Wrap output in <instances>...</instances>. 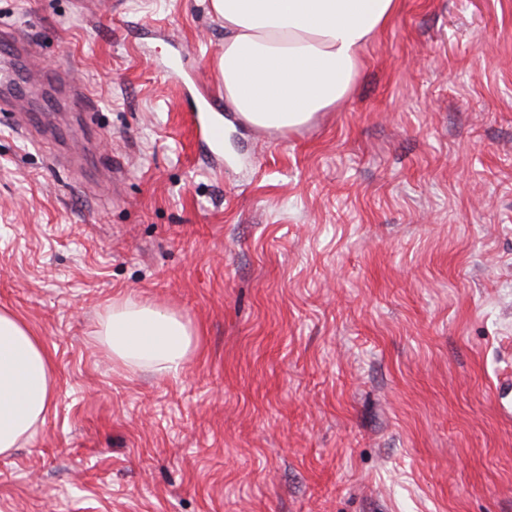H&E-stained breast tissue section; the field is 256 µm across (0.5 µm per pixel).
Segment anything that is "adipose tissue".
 <instances>
[{"label":"adipose tissue","mask_w":512,"mask_h":512,"mask_svg":"<svg viewBox=\"0 0 512 512\" xmlns=\"http://www.w3.org/2000/svg\"><path fill=\"white\" fill-rule=\"evenodd\" d=\"M224 19L217 64L224 101L252 127L290 132L349 96L365 45L399 0H211ZM117 367L175 376L193 357L191 326L131 296L113 299L94 333ZM54 399L53 363L42 339L0 310V455L33 438Z\"/></svg>","instance_id":"obj_1"}]
</instances>
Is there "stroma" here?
I'll use <instances>...</instances> for the list:
<instances>
[{
    "mask_svg": "<svg viewBox=\"0 0 512 512\" xmlns=\"http://www.w3.org/2000/svg\"><path fill=\"white\" fill-rule=\"evenodd\" d=\"M23 37L0 308L55 390L0 512H512V0H400L288 133L195 111L210 0H0ZM126 295L197 331L177 377L94 340Z\"/></svg>",
    "mask_w": 512,
    "mask_h": 512,
    "instance_id": "35a3bbf8",
    "label": "stroma"
}]
</instances>
